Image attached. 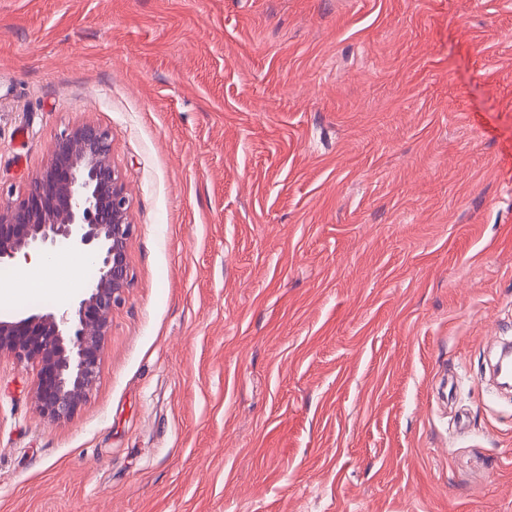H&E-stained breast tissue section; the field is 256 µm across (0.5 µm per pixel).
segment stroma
<instances>
[{
	"label": "stroma",
	"instance_id": "1",
	"mask_svg": "<svg viewBox=\"0 0 512 512\" xmlns=\"http://www.w3.org/2000/svg\"><path fill=\"white\" fill-rule=\"evenodd\" d=\"M84 122L132 280L0 512H512V0H0V193Z\"/></svg>",
	"mask_w": 512,
	"mask_h": 512
}]
</instances>
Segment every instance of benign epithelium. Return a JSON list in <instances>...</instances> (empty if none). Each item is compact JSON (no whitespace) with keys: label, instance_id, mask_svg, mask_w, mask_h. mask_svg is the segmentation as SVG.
<instances>
[{"label":"benign epithelium","instance_id":"7a95c632","mask_svg":"<svg viewBox=\"0 0 512 512\" xmlns=\"http://www.w3.org/2000/svg\"><path fill=\"white\" fill-rule=\"evenodd\" d=\"M133 229L112 161V132L90 123L60 134L23 199L0 197V266L20 254L49 256L65 246L88 256L97 272L61 313L0 319V359L39 365L33 397L49 422L75 414L98 380L112 309L130 281Z\"/></svg>","mask_w":512,"mask_h":512}]
</instances>
